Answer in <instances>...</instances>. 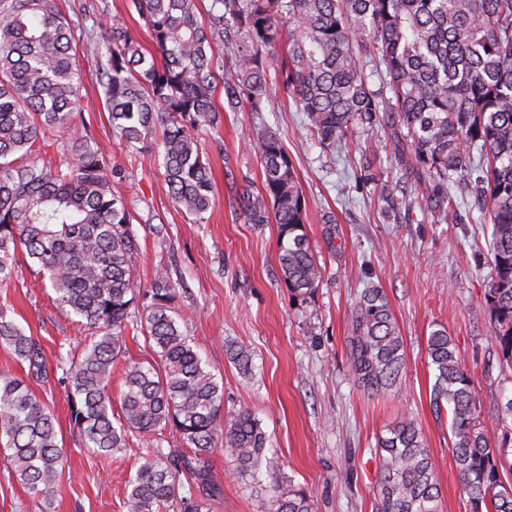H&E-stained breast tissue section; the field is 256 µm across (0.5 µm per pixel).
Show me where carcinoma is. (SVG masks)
<instances>
[{
  "label": "carcinoma",
  "mask_w": 512,
  "mask_h": 512,
  "mask_svg": "<svg viewBox=\"0 0 512 512\" xmlns=\"http://www.w3.org/2000/svg\"><path fill=\"white\" fill-rule=\"evenodd\" d=\"M154 50L116 14L97 61L112 128L128 147L163 168L172 202L204 224L213 180L199 129L222 113L261 112L267 99L268 56L287 57L277 82L306 114L312 136L328 147L397 115L395 152L409 145L432 179V193L465 176L487 206L493 271L486 302L492 334L512 364V0H213L203 20L199 0H129ZM231 64L214 60V47ZM380 68L370 87L365 62ZM81 69L74 27L55 0H0V288L18 273V256L37 266L54 301L90 331L76 356L60 357L58 382L67 385L70 418L82 443L103 454L146 442L144 461L126 486V512H209L222 495L210 480L209 455L229 453L241 478L258 480L269 438L261 421L241 411L224 421V387L209 370L184 318L168 273L156 271L140 329L156 364L128 363L112 412V365L123 353V332L135 307L140 246L134 216L113 190L120 172L78 131ZM224 93V105L216 93ZM56 132L64 137L49 141ZM264 164L262 189H244L240 209L249 224L275 222L279 265L288 284L311 291L321 279L304 224L306 202L281 138L256 131ZM347 337L352 371L375 394L401 377L404 342L386 298L367 288L350 311ZM0 345L28 373L48 378L39 338L0 305ZM427 353L436 410L451 412L452 456L472 512H512V399L504 406L501 439L476 424L473 384L444 329L431 332ZM227 355L249 372L251 355ZM189 450L165 448V431ZM11 469L32 497L51 503L67 463L50 409L18 378H0V442ZM381 460L374 512H439L440 487L427 440L411 418L378 441ZM267 512H314L302 490H274Z\"/></svg>",
  "instance_id": "carcinoma-1"
}]
</instances>
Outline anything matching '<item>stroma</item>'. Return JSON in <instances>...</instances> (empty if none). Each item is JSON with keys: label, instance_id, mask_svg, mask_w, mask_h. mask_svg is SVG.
<instances>
[{"label": "stroma", "instance_id": "stroma-1", "mask_svg": "<svg viewBox=\"0 0 512 512\" xmlns=\"http://www.w3.org/2000/svg\"><path fill=\"white\" fill-rule=\"evenodd\" d=\"M92 2L56 5L77 36L82 120L94 147L123 174L114 189L135 216L138 284L149 288L157 269L168 271L174 307L188 318L187 334L224 386V416L252 412L270 438L258 488L234 480L232 458L213 452L211 479L223 494L211 512H264V489L291 486L311 495L315 512H372L377 441L407 416L427 438L442 512H470L452 458L450 419L430 403L434 377L426 342L441 328L454 338L473 381L477 424L494 432L512 398V366L504 364L492 336L485 298L491 226L471 188L452 185L448 214L440 216L413 152L389 149L386 115L328 149L273 82L264 111L227 112L219 126L200 130L213 204L207 223H188L171 203L161 170L132 155L112 131L96 52L126 0H108L106 15L92 11ZM263 126L283 139L307 203L305 231L323 268L317 288L307 293L289 288L282 275L276 224L247 223L238 204L242 187H260L263 179L260 159L249 147ZM366 288L381 290L404 341L401 381L379 396L357 385L346 348L349 313ZM1 303L13 306L18 323L41 340L48 365L85 336L27 265H20L11 288L0 290ZM230 345L250 352L249 374L229 361ZM1 375L24 380L50 405L68 460L60 494L44 504L29 497L0 451V512H124L141 441L131 439L116 455H99L83 447L67 393L54 378L30 376L0 346Z\"/></svg>", "mask_w": 512, "mask_h": 512}]
</instances>
